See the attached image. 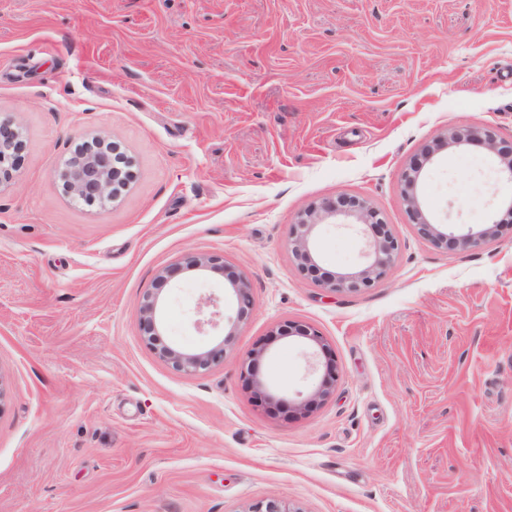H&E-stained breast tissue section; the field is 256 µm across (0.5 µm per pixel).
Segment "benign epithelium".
<instances>
[{
	"label": "benign epithelium",
	"mask_w": 512,
	"mask_h": 512,
	"mask_svg": "<svg viewBox=\"0 0 512 512\" xmlns=\"http://www.w3.org/2000/svg\"><path fill=\"white\" fill-rule=\"evenodd\" d=\"M20 138V132L10 122L0 121V182L10 178L12 166ZM477 142L485 147L495 159L499 171L512 179V141L501 139L492 128L474 131L463 127L448 129L442 145L450 148ZM419 178V170L410 168L401 175L405 187L404 202L410 223L414 225L417 235L434 248L448 251L477 250L499 237L501 224L512 223V218L484 224L477 230L456 235L442 229V225L432 221L422 209L413 193ZM126 181V171L120 162L111 155V148L106 146L104 138L95 140V146L75 154L69 161L64 174L65 188L75 198L87 204H101L115 197L116 190ZM323 224H358L370 228H379V233L367 244L363 265L355 272L321 275L312 248V236L315 229ZM291 254L301 274L316 286L329 292L356 293L372 288L387 278L391 264L400 250L401 243L394 234L391 225L384 222L380 213L366 200L348 194H340L333 199L316 203L305 210L291 228L289 240ZM181 270L207 271L221 269L229 282L237 303L236 317L224 338L218 344L202 350H187L176 345L160 343L163 335L164 321L159 307L162 286L172 276L165 271L158 277L159 287L146 293L141 306L143 320V340L158 356L177 371L198 374L224 362V346L234 335L235 329L248 316L253 307V296L247 279L224 257L191 256L179 266ZM225 323L223 306L212 296L200 299L194 311L193 325L198 330L207 327L215 329ZM282 331L288 337L303 340L309 358V367L321 372L320 382L313 389L285 398L268 385L253 370L252 363L265 353L260 347L251 351L246 358L247 366L243 376L256 396L268 403L288 404V410L303 414L315 405L323 402L331 393L336 383V367L328 357L329 346L324 336L315 328L294 321L282 325Z\"/></svg>",
	"instance_id": "7a95c632"
}]
</instances>
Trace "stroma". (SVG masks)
Returning a JSON list of instances; mask_svg holds the SVG:
<instances>
[{"label": "stroma", "mask_w": 512, "mask_h": 512, "mask_svg": "<svg viewBox=\"0 0 512 512\" xmlns=\"http://www.w3.org/2000/svg\"><path fill=\"white\" fill-rule=\"evenodd\" d=\"M0 120L22 130L0 184V512H512V232L475 251L420 240L401 172L450 231L512 198L454 126L512 138V0H0ZM105 137L132 178L105 206L68 194L75 150ZM438 151L423 163L429 146ZM339 193L401 241L353 294L308 282L291 226ZM324 271L355 270L361 233L319 226ZM225 256L255 300L224 362L174 370L141 335L157 276ZM222 271L160 296L163 341L200 350L191 317ZM317 328L338 377L299 415L244 383L309 391Z\"/></svg>", "instance_id": "35a3bbf8"}]
</instances>
